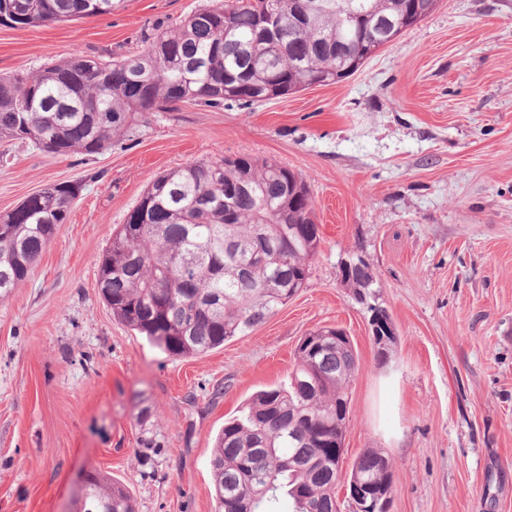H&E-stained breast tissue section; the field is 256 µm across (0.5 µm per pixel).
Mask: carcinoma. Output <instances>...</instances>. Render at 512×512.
I'll return each instance as SVG.
<instances>
[{
  "mask_svg": "<svg viewBox=\"0 0 512 512\" xmlns=\"http://www.w3.org/2000/svg\"><path fill=\"white\" fill-rule=\"evenodd\" d=\"M316 2L297 27L302 2ZM211 0L160 29L137 55L74 53L29 73L0 75V144L30 143L47 154L92 156L118 140L139 112H173L183 103L220 107L263 103L332 85L377 51L367 41L391 22L436 0ZM112 0H0V25L24 28L91 14ZM280 24L253 43L261 12ZM165 44L169 56L153 59ZM76 182L48 184L28 208L0 216V296L25 282L68 218ZM320 243L305 183L279 163L249 155L170 169L148 187L112 233L97 285L114 318L170 356L206 353L248 335L304 287ZM347 276L372 288L371 264ZM358 369L350 337L333 327L298 344L288 384L255 393L224 422L211 468L216 512H274L290 497L294 512H338L336 467ZM388 458L369 449L350 472L371 484L393 482ZM77 512H135L130 493L105 474L86 477Z\"/></svg>",
  "mask_w": 512,
  "mask_h": 512,
  "instance_id": "carcinoma-1",
  "label": "carcinoma"
}]
</instances>
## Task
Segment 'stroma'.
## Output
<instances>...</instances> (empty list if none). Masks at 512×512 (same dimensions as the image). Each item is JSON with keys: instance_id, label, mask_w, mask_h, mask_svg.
Wrapping results in <instances>:
<instances>
[{"instance_id": "stroma-1", "label": "stroma", "mask_w": 512, "mask_h": 512, "mask_svg": "<svg viewBox=\"0 0 512 512\" xmlns=\"http://www.w3.org/2000/svg\"><path fill=\"white\" fill-rule=\"evenodd\" d=\"M205 0L0 26V73L81 52L136 53ZM245 154L303 178L320 244L303 288L250 334L172 357L114 319L98 287L112 233L166 170ZM83 182L30 278L0 298V512H73L90 470L136 512H215L225 420L287 382L302 336L343 328L359 357L344 468L394 466L391 512H512V0H438L340 83L254 105L141 112L94 156L15 144L0 216ZM365 256L378 287L338 280ZM385 308L380 357L368 327ZM369 324L373 340L377 342V349L384 352L389 350L394 340L395 332L387 311L383 308H374L369 318Z\"/></svg>"}]
</instances>
